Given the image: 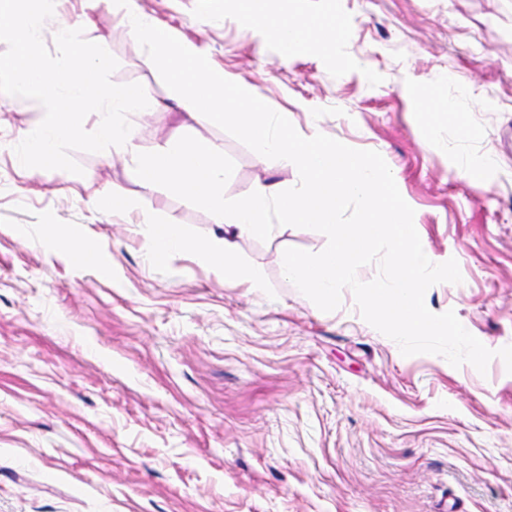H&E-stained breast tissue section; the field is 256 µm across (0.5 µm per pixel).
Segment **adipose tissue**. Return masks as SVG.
Listing matches in <instances>:
<instances>
[{"instance_id":"adipose-tissue-1","label":"adipose tissue","mask_w":512,"mask_h":512,"mask_svg":"<svg viewBox=\"0 0 512 512\" xmlns=\"http://www.w3.org/2000/svg\"><path fill=\"white\" fill-rule=\"evenodd\" d=\"M245 18L279 44L283 54L313 45L324 47L336 29L323 17L295 18L282 8L271 7L269 0H238Z\"/></svg>"}]
</instances>
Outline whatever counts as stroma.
Wrapping results in <instances>:
<instances>
[{
  "mask_svg": "<svg viewBox=\"0 0 512 512\" xmlns=\"http://www.w3.org/2000/svg\"><path fill=\"white\" fill-rule=\"evenodd\" d=\"M228 80L319 132L379 152L414 209L422 245L456 259L458 287L432 286L487 348L512 345V0H285L295 17H341L334 51L283 56L225 0H138ZM90 15L111 79L168 89L110 0H62ZM457 100L473 135L458 137ZM34 101L0 99V512H512V374L439 355H402L353 293L321 311L285 276L283 253L324 234L276 226L238 251L271 286L225 281L177 253L150 264L136 228L150 208L210 234L209 214L164 188L144 193L128 158L74 152L83 175L35 176L13 141ZM140 151L185 114L130 115ZM235 162L228 196L259 181L288 189L296 167L259 163L220 128ZM493 154L489 181L453 173ZM128 200L102 215L85 185ZM71 235L83 257L57 252Z\"/></svg>",
  "mask_w": 512,
  "mask_h": 512,
  "instance_id": "1",
  "label": "stroma"
}]
</instances>
